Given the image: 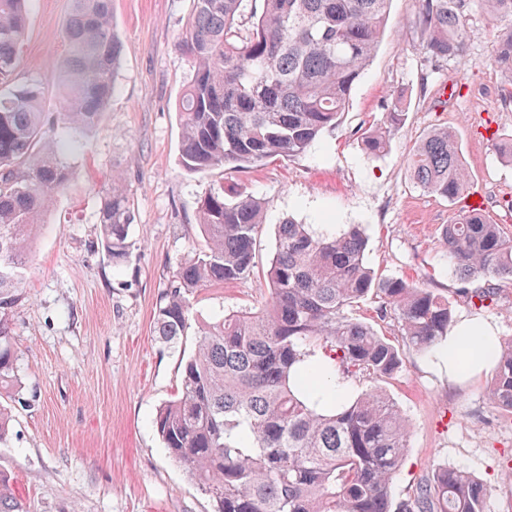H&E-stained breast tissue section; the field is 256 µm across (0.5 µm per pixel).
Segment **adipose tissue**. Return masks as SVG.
<instances>
[{
    "instance_id": "adipose-tissue-1",
    "label": "adipose tissue",
    "mask_w": 512,
    "mask_h": 512,
    "mask_svg": "<svg viewBox=\"0 0 512 512\" xmlns=\"http://www.w3.org/2000/svg\"><path fill=\"white\" fill-rule=\"evenodd\" d=\"M500 338L492 325H477L461 318L432 353L434 361L446 363L449 380L460 382L493 367Z\"/></svg>"
}]
</instances>
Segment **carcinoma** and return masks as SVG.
Masks as SVG:
<instances>
[{"instance_id": "obj_1", "label": "carcinoma", "mask_w": 512, "mask_h": 512, "mask_svg": "<svg viewBox=\"0 0 512 512\" xmlns=\"http://www.w3.org/2000/svg\"><path fill=\"white\" fill-rule=\"evenodd\" d=\"M180 49L193 73L179 100L181 163L189 173L247 168L306 152L336 127L373 57L390 0H192ZM504 25L494 62L512 76V0H474ZM28 0H0V390H13L15 350L8 312L29 260L40 216L69 180L58 142L45 130L42 88L14 86ZM423 48L436 62L466 54L464 0H417ZM69 55L57 81L60 120L89 127L115 92L122 45L112 0H72L63 30ZM403 113L391 104L383 126L364 134L367 153L385 151ZM422 191L456 200L469 188L457 133L446 126L412 150ZM203 249L184 259L160 296L156 329L176 349L189 328L190 297L248 277L265 203L224 192L200 200ZM134 213L120 179L101 199V245L115 265L131 248ZM465 294L493 299L512 284V237L474 210L441 229ZM356 225L324 235L292 219L278 226L267 270L270 296L258 311H236L201 325L181 361V392L159 408L155 426L169 456L213 501L215 512H484L486 486L440 468L413 497L393 503L410 427L380 387L340 405L324 393L336 383L400 372V349L350 311L370 295L379 317L397 319L406 343L429 352L448 336V298L431 288L375 272ZM490 399L512 412V344L499 348ZM0 512H27L0 473Z\"/></svg>"}]
</instances>
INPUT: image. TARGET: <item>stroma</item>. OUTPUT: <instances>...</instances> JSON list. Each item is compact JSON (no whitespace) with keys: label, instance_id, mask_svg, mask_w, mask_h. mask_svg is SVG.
Here are the masks:
<instances>
[{"label":"stroma","instance_id":"35a3bbf8","mask_svg":"<svg viewBox=\"0 0 512 512\" xmlns=\"http://www.w3.org/2000/svg\"><path fill=\"white\" fill-rule=\"evenodd\" d=\"M71 8L72 0H30L13 76L15 84L41 86L48 129L71 143L70 178L41 219L9 315L21 389L9 401L14 421L0 445V473L28 512H213L154 424L158 406L181 389L180 360L195 340L187 334L178 351L161 344L156 304L177 266L204 244L197 208L211 191L263 199L268 221L251 274L192 297V326L265 303L277 227L291 218L328 234L359 225L371 267L424 281L447 296L454 317L490 322L502 341L512 340V285L500 284L484 308L460 292L439 241L460 206L418 189L408 166L431 130L454 128L470 178L467 203H483L485 216L512 236V165L493 147L512 136V79L493 63L500 26L484 11L469 12L466 63L434 68L416 31V0H391L384 36L336 128L294 157L191 175L180 163L177 103L192 66L177 44L192 0H112L122 57L116 92L90 129L60 123L53 83ZM397 100L399 131L380 156L366 154L363 133ZM116 176L135 215L131 255L119 266L101 249L97 221ZM378 306L368 299L352 315L403 353L400 372L382 383L410 423L393 498L412 496L448 467L489 487L486 512H512V413L488 399L489 375L449 384L428 354L405 347L393 318L379 320Z\"/></svg>","mask_w":512,"mask_h":512}]
</instances>
